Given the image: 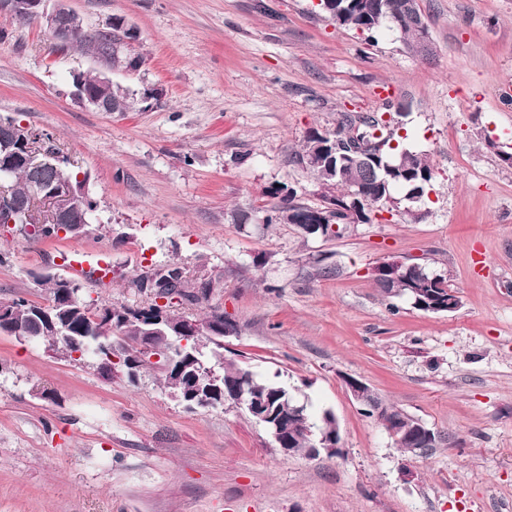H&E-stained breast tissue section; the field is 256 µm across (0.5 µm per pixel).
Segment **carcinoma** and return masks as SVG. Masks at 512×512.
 Returning a JSON list of instances; mask_svg holds the SVG:
<instances>
[{
  "mask_svg": "<svg viewBox=\"0 0 512 512\" xmlns=\"http://www.w3.org/2000/svg\"><path fill=\"white\" fill-rule=\"evenodd\" d=\"M398 0H331L327 4L325 13L337 24L356 29L374 38V34L384 28L398 32L407 44L416 51L419 47V33L416 26L404 20L392 23L385 14V8L397 3ZM126 33L118 25H112V32L86 31L78 35L71 45L79 46L92 56L102 55L112 50V66L121 71L129 66L144 63L139 54L129 53L125 50L124 38ZM357 131L359 140L370 143L369 156L373 163L354 169H346L334 178L326 177L329 162L327 154L323 152L322 143L326 142L320 132H310L303 145L302 159L319 182H324L334 188V194L325 197V205L313 209L295 202L296 194L293 189L277 187L271 194L280 198V204L266 212L263 218L266 224L287 223L293 224L296 218L305 212L314 211L320 215V223L325 225L324 233L330 236L338 235L332 226H345L357 221L366 223L369 216L355 217L351 213L354 205L352 196L361 190H366V207H384L387 199L393 197L396 190L405 193L418 190L425 193L433 178V171L426 158L413 153L402 146L391 148L390 139L400 140L398 132L392 135L385 133L386 125L376 119L360 117L356 120L348 116L341 121L335 132L336 149L348 139V134ZM60 173L49 164L37 171L29 170L23 166L15 168L12 180L7 185L8 193L22 201L34 192V184L39 182L49 188L53 185ZM84 225V214L76 212L68 224H53L47 216L30 225L20 226V232L41 239H52L64 229L67 233L77 235L81 233ZM185 272L183 268L171 265L154 273L144 275L137 280L141 292L148 296L157 295L165 297L168 302L159 306L153 302L146 307L131 308L126 306L114 307L102 305L92 308L83 301L74 305L60 308H43L25 298L19 297L9 301L6 317L8 323L21 330L24 336H34L38 340L46 341L50 346H62L67 351L79 352L83 355H93L97 358L108 355L112 350V337L118 336L123 343L121 359L127 354L136 352L135 344L139 336L144 333V324L154 318H163V321L174 329L183 324L186 317L179 313L172 305L173 298L179 301H196L198 295H207L211 285L208 282L200 284V294L184 290ZM43 283L48 285L49 300L59 299L62 292L71 290L80 293L83 286L76 280L46 276ZM381 291L391 296H405L412 302L427 304L429 302L443 303L448 300V293L454 289L448 284L445 276H434L427 269L406 277L389 282L377 281ZM211 318L198 323L202 335L207 341L215 345L211 353L204 351L205 345L194 346L190 341L183 348L176 347L175 354L189 362L202 361L207 367L215 369L222 376L223 389L226 397L223 401L230 402L233 398L235 385L241 378H248L256 396L266 402L269 408L281 412L288 405V387L258 377L249 368L234 361L224 359L220 349L224 345L216 338L208 337L207 328ZM333 422L332 414L327 413L320 425H312L309 431H298L293 435L292 447L296 452H303L312 447L322 432Z\"/></svg>",
  "mask_w": 512,
  "mask_h": 512,
  "instance_id": "obj_1",
  "label": "carcinoma"
}]
</instances>
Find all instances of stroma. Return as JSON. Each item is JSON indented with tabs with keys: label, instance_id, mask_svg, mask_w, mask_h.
<instances>
[{
	"label": "stroma",
	"instance_id": "35a3bbf8",
	"mask_svg": "<svg viewBox=\"0 0 512 512\" xmlns=\"http://www.w3.org/2000/svg\"><path fill=\"white\" fill-rule=\"evenodd\" d=\"M64 2L91 29L134 25L144 64L111 79L165 96L145 112L88 110L72 75L93 59L0 14V116L49 135L97 203L76 237L0 226V301L47 303L39 277L62 274L66 248L109 255L111 283L82 282L98 305L147 306L137 279L179 265L213 284L181 313L223 312L225 358L305 398L313 421L332 412L343 452L282 455L234 404L185 409L156 368L133 382L0 331V512H512V166L498 157L512 147L499 94L512 0H419L427 58L392 31L369 44L317 0ZM347 115L401 124L404 148L433 167L422 200L372 210L339 238L264 224L276 185L323 206L302 146ZM386 262L446 275L459 309L386 296ZM348 377L445 442L405 453Z\"/></svg>",
	"mask_w": 512,
	"mask_h": 512
}]
</instances>
